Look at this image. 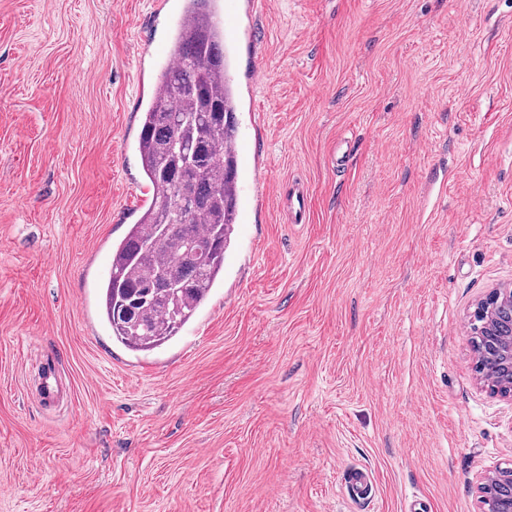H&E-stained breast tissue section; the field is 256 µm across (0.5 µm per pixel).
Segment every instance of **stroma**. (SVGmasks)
Segmentation results:
<instances>
[{
	"instance_id": "35a3bbf8",
	"label": "stroma",
	"mask_w": 512,
	"mask_h": 512,
	"mask_svg": "<svg viewBox=\"0 0 512 512\" xmlns=\"http://www.w3.org/2000/svg\"><path fill=\"white\" fill-rule=\"evenodd\" d=\"M180 6L0 0V512H483L512 464L468 322L512 287V0H254L253 191L197 317L137 354L98 285ZM347 487L349 494L358 500H367L372 494V482L367 471L352 469L348 473Z\"/></svg>"
}]
</instances>
